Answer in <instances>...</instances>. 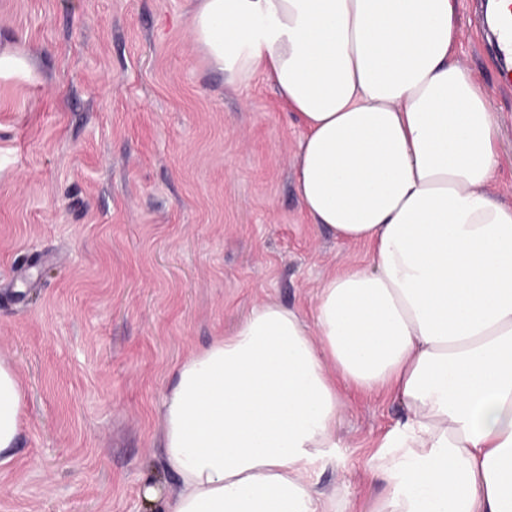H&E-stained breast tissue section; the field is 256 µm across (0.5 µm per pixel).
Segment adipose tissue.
Listing matches in <instances>:
<instances>
[{"label": "adipose tissue", "instance_id": "adipose-tissue-1", "mask_svg": "<svg viewBox=\"0 0 512 512\" xmlns=\"http://www.w3.org/2000/svg\"><path fill=\"white\" fill-rule=\"evenodd\" d=\"M457 0H197L195 43L234 83L258 74L304 128L311 221L369 248L322 280L315 318L256 304L170 373L165 512H344L311 466L338 445L341 389L406 409L369 469V512H512V205L488 91L453 56ZM25 390L0 358V459Z\"/></svg>", "mask_w": 512, "mask_h": 512}]
</instances>
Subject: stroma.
Masks as SVG:
<instances>
[{"instance_id":"obj_1","label":"stroma","mask_w":512,"mask_h":512,"mask_svg":"<svg viewBox=\"0 0 512 512\" xmlns=\"http://www.w3.org/2000/svg\"><path fill=\"white\" fill-rule=\"evenodd\" d=\"M488 0H458L456 57L490 93L512 204V88L498 80ZM194 0H0V51L31 75L0 77V356L27 394L0 512H152L159 407L171 368L229 335L257 303L312 318L319 281L367 260L311 224L296 189L303 137L263 76L209 66ZM339 446L311 467L348 487L352 512L404 408L341 392Z\"/></svg>"}]
</instances>
